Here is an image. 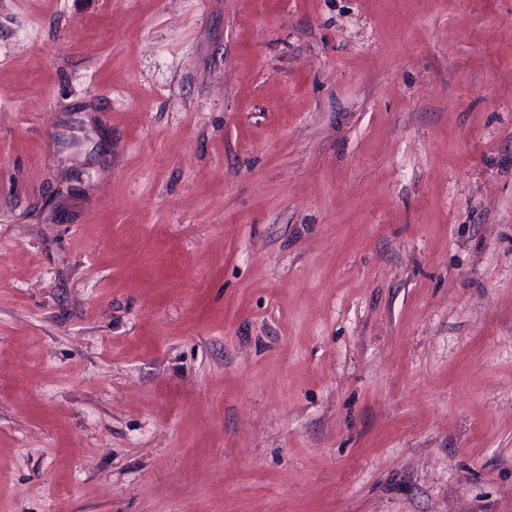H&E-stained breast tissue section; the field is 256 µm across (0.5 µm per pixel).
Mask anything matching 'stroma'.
<instances>
[{
  "instance_id": "1",
  "label": "stroma",
  "mask_w": 512,
  "mask_h": 512,
  "mask_svg": "<svg viewBox=\"0 0 512 512\" xmlns=\"http://www.w3.org/2000/svg\"><path fill=\"white\" fill-rule=\"evenodd\" d=\"M0 512H512V0H0Z\"/></svg>"
}]
</instances>
